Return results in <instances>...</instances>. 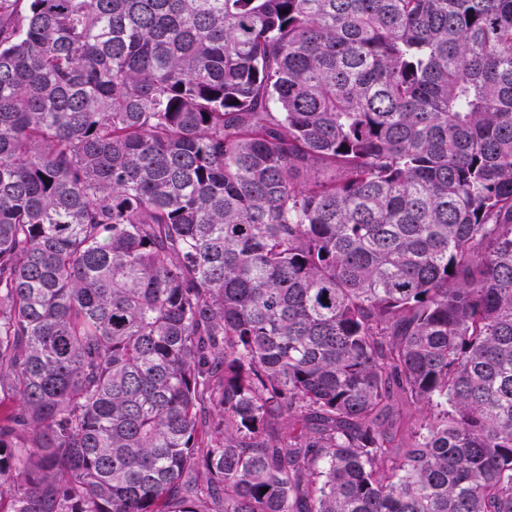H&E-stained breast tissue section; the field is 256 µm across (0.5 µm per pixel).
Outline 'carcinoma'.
<instances>
[{
    "mask_svg": "<svg viewBox=\"0 0 512 512\" xmlns=\"http://www.w3.org/2000/svg\"><path fill=\"white\" fill-rule=\"evenodd\" d=\"M0 512H512V0H0Z\"/></svg>",
    "mask_w": 512,
    "mask_h": 512,
    "instance_id": "cac0c4a2",
    "label": "carcinoma"
}]
</instances>
